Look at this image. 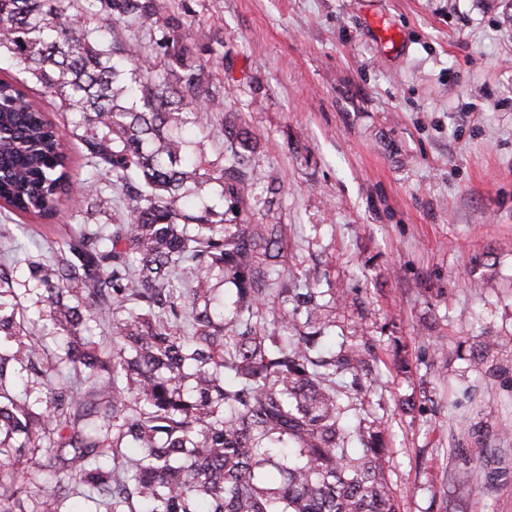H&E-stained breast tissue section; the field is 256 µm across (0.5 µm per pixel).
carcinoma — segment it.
I'll use <instances>...</instances> for the list:
<instances>
[{
	"mask_svg": "<svg viewBox=\"0 0 512 512\" xmlns=\"http://www.w3.org/2000/svg\"><path fill=\"white\" fill-rule=\"evenodd\" d=\"M118 24L148 28L150 50L131 58L103 32ZM208 52L174 0H0V207L43 217L72 185L45 94L79 116L80 195L113 212L30 265L52 327L0 301V464L36 452L51 472L32 510L13 491L0 512H60L68 497L86 512H397L385 422L363 416L370 339L326 343L336 299L279 270L286 225L188 205L189 183L219 184L235 214L280 181L249 164L240 126L224 130L219 166L183 138L224 111ZM215 276L233 286L228 314ZM92 322L108 350L81 335ZM61 331L54 356L46 338ZM500 341L470 348L471 370ZM33 433L48 446L17 442Z\"/></svg>",
	"mask_w": 512,
	"mask_h": 512,
	"instance_id": "1",
	"label": "carcinoma"
}]
</instances>
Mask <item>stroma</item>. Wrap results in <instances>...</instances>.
<instances>
[{
    "label": "stroma",
    "instance_id": "35a3bbf8",
    "mask_svg": "<svg viewBox=\"0 0 512 512\" xmlns=\"http://www.w3.org/2000/svg\"><path fill=\"white\" fill-rule=\"evenodd\" d=\"M180 5L225 96L191 142L214 159L225 119L250 132L252 164L282 180L242 219L287 225L285 265L337 297L334 336L358 318L375 345L365 402L388 426L398 512H512V344L493 373L466 360L487 334L512 341V0ZM109 221L90 198L48 218L0 208V256L18 254L0 298L47 322L29 265ZM477 464L509 477L480 487Z\"/></svg>",
    "mask_w": 512,
    "mask_h": 512
}]
</instances>
